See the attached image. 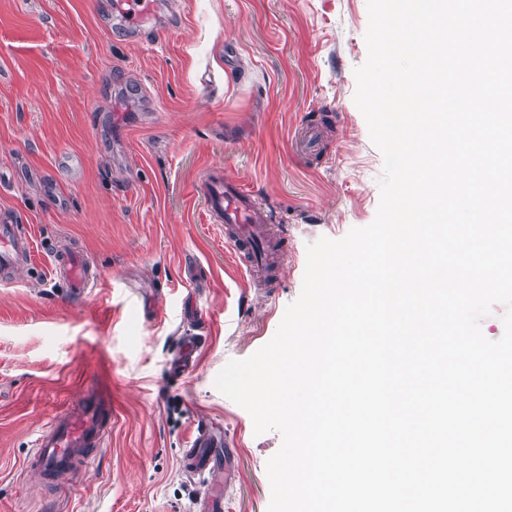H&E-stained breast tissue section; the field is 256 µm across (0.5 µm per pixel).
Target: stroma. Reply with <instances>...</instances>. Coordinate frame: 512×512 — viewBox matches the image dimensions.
Instances as JSON below:
<instances>
[{"mask_svg": "<svg viewBox=\"0 0 512 512\" xmlns=\"http://www.w3.org/2000/svg\"><path fill=\"white\" fill-rule=\"evenodd\" d=\"M114 0H0V215L30 225V264L0 283V512H199L208 477L180 458L198 419L222 426L224 512H268L278 431L214 381L275 335L306 246L373 222L383 157L354 102L367 0H159L129 33ZM319 150L289 152L301 126ZM228 172L288 243L254 288L208 224L200 180ZM99 276L73 295L54 249ZM205 320L192 371L185 337ZM105 375L112 431L55 497L24 467L44 424Z\"/></svg>", "mask_w": 512, "mask_h": 512, "instance_id": "stroma-1", "label": "stroma"}]
</instances>
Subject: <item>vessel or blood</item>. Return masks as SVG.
Wrapping results in <instances>:
<instances>
[{"label":"vessel or blood","mask_w":512,"mask_h":512,"mask_svg":"<svg viewBox=\"0 0 512 512\" xmlns=\"http://www.w3.org/2000/svg\"><path fill=\"white\" fill-rule=\"evenodd\" d=\"M156 0H118L116 11L123 24L140 29L155 12ZM207 205L209 223L224 231V242L237 263L245 269L269 265L280 233L268 224L259 199L242 188L236 179L215 175L198 185ZM33 237L26 225L0 224V278L10 279L20 263L31 257ZM52 273L62 278L74 294L94 287L96 273L76 251L54 255ZM112 423V393L103 384H92L77 404L56 413L39 431L27 468L42 486L62 485L80 480L91 453L102 447ZM223 441L211 426L201 425L182 457L184 468L192 474L209 472Z\"/></svg>","instance_id":"vessel-or-blood-1"}]
</instances>
